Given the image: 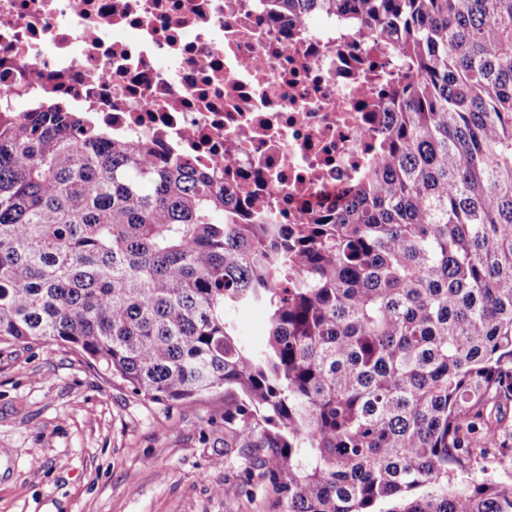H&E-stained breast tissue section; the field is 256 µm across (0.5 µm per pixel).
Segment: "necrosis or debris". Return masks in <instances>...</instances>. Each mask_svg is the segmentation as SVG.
Returning a JSON list of instances; mask_svg holds the SVG:
<instances>
[{
    "label": "necrosis or debris",
    "mask_w": 512,
    "mask_h": 512,
    "mask_svg": "<svg viewBox=\"0 0 512 512\" xmlns=\"http://www.w3.org/2000/svg\"><path fill=\"white\" fill-rule=\"evenodd\" d=\"M396 62L270 0H0V104L66 101L113 138L222 181L244 223L335 218L383 123Z\"/></svg>",
    "instance_id": "necrosis-or-debris-1"
}]
</instances>
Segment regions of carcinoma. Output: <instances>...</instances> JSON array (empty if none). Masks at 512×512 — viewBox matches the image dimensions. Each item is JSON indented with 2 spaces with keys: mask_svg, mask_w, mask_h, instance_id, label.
I'll list each match as a JSON object with an SVG mask.
<instances>
[{
  "mask_svg": "<svg viewBox=\"0 0 512 512\" xmlns=\"http://www.w3.org/2000/svg\"><path fill=\"white\" fill-rule=\"evenodd\" d=\"M272 2L398 66L336 219L241 224L219 175L42 105L0 122V343L224 389L279 512H512V0ZM240 333L245 338H253L259 334L265 323L264 313L257 308L238 312L235 315Z\"/></svg>",
  "mask_w": 512,
  "mask_h": 512,
  "instance_id": "1",
  "label": "carcinoma"
}]
</instances>
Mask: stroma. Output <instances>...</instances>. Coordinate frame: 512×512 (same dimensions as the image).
Returning a JSON list of instances; mask_svg holds the SVG:
<instances>
[{
    "instance_id": "obj_1",
    "label": "stroma",
    "mask_w": 512,
    "mask_h": 512,
    "mask_svg": "<svg viewBox=\"0 0 512 512\" xmlns=\"http://www.w3.org/2000/svg\"><path fill=\"white\" fill-rule=\"evenodd\" d=\"M224 389L155 402L53 342L0 344V512H276Z\"/></svg>"
}]
</instances>
